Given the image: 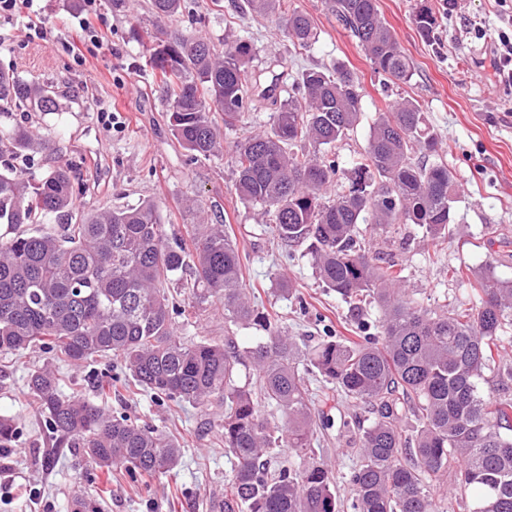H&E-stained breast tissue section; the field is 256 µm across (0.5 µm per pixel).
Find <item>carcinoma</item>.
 I'll return each mask as SVG.
<instances>
[{
	"instance_id": "cac0c4a2",
	"label": "carcinoma",
	"mask_w": 512,
	"mask_h": 512,
	"mask_svg": "<svg viewBox=\"0 0 512 512\" xmlns=\"http://www.w3.org/2000/svg\"><path fill=\"white\" fill-rule=\"evenodd\" d=\"M159 22L183 12V0H148ZM328 9L364 50L373 71L407 83L413 64L381 17L376 0H328ZM415 22L430 37L436 19L425 8ZM283 32L308 50L318 41L311 18L294 9ZM251 41L236 37L217 48L198 31H175L152 56L154 76L170 96L169 124L194 157L222 149L223 131L251 108ZM53 86L0 72V112L14 103L31 112L55 106ZM272 124L234 145L235 192L275 225L284 247L309 243L317 278L351 312L374 303L373 328L356 323L357 338L325 336L307 350L288 332L240 349L233 339L185 343L176 334L165 285L192 270V294L220 305L224 321L244 324L254 310L242 279V257L222 224H194L191 249L172 242L157 206L83 213L63 234L31 233L73 208L71 166L50 172L0 171V353L39 348L50 362L27 376L32 412L43 420L47 468L64 452L95 468L158 476L181 459L179 441L147 424L111 414L104 404L62 391L54 363L80 365L112 355L137 389L157 399L224 404V454L233 460L222 512H440L448 491L481 490L473 512H512V369L493 392L479 386L500 366L494 349L511 341L512 281L477 277L478 302L468 308L414 304L398 263L370 254L361 225L417 224L433 240L452 232L458 181L448 164L427 158L437 140L420 104L409 99L381 112L370 128L348 188L328 196L336 160L320 153L341 142L363 109L358 75L343 65L299 73L288 97L274 98ZM50 140L17 126L0 137L21 153ZM425 157L421 161L418 156ZM248 376H241V368ZM365 405L369 418L342 499L320 458L309 375ZM284 416L271 425L265 409ZM16 436L0 418V451ZM287 446L286 464L270 458Z\"/></svg>"
}]
</instances>
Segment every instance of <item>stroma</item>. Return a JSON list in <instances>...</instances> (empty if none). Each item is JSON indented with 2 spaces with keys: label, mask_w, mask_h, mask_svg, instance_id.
I'll return each mask as SVG.
<instances>
[{
  "label": "stroma",
  "mask_w": 512,
  "mask_h": 512,
  "mask_svg": "<svg viewBox=\"0 0 512 512\" xmlns=\"http://www.w3.org/2000/svg\"><path fill=\"white\" fill-rule=\"evenodd\" d=\"M285 2L312 19L319 39L311 50L293 47L278 12L247 11L244 0H222L218 7L212 0H193V10L203 19L201 33L216 45L233 35L254 43L253 92H260L276 74L291 82L294 70L302 68L340 62L358 74L363 112L334 149L340 174L358 161L378 113L403 98L422 106L438 153L459 184L453 233L434 241L414 224L388 229L372 224L367 234L371 252L393 254L402 265L413 301L429 305L448 296L476 302L470 282L449 275L453 266L478 273L490 264L496 278L512 281V85L495 76L493 54V40L507 28L512 8L499 0H458L451 12L448 0H377L414 66L410 83L393 85L373 72L326 0ZM36 7L46 37L31 40L14 24H0V71L54 86L55 107L50 112L2 114L0 129L29 127L50 137L52 149H30L15 159V166L43 173L57 162L70 163L76 175L77 214L150 200L170 233L184 234L204 217L232 226L246 256L243 273L253 290L255 317L249 324L231 325L214 308L176 316L175 327L185 341L220 342L230 336L245 348L264 335L268 314L306 347L326 335H345L353 322L348 306L317 279L305 248L285 252L256 208L243 203L234 190L231 146L268 129L269 102L256 103L234 130L225 132L222 152L190 160L170 131L167 93L151 75L158 25L142 5L117 13L109 0H97L96 43L80 29L84 0H37ZM421 7L437 20L433 38H425L414 21ZM66 42L82 49L86 64L63 50ZM278 275L290 281L292 295L277 291ZM47 360L39 350L0 354V416L10 417L17 431L12 448L0 454V512H73L78 497L95 502L98 512H213L232 469L224 453L219 407L157 401L144 391L117 394L125 374L120 362L109 357L78 367L61 365L63 390L107 400L115 412L172 432L183 447L180 464L152 479L125 470L93 469L72 455L43 469L46 440L29 408L26 379ZM312 388L316 412L330 419L319 433L320 453L345 498L350 488L344 475L356 460L357 441L342 423L364 418L365 409L345 401L332 385L316 381Z\"/></svg>",
  "instance_id": "1"
}]
</instances>
